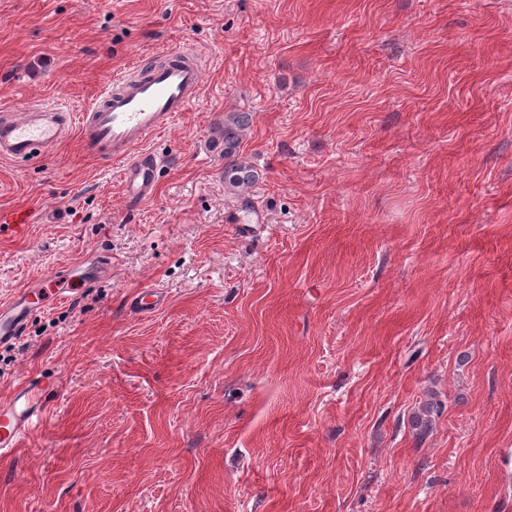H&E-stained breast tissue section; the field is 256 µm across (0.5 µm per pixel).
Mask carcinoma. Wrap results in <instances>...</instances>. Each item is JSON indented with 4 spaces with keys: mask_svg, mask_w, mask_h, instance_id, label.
<instances>
[{
    "mask_svg": "<svg viewBox=\"0 0 512 512\" xmlns=\"http://www.w3.org/2000/svg\"><path fill=\"white\" fill-rule=\"evenodd\" d=\"M251 115L248 112H231L224 117L211 139V144L224 157V187L233 194L248 201L260 179L252 163L243 156L241 144ZM442 413V403L434 398L427 399L411 418V428L422 436L433 429L434 422Z\"/></svg>",
    "mask_w": 512,
    "mask_h": 512,
    "instance_id": "cac0c4a2",
    "label": "carcinoma"
}]
</instances>
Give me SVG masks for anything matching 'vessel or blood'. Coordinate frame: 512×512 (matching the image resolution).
<instances>
[{"instance_id": "b4317fda", "label": "vessel or blood", "mask_w": 512, "mask_h": 512, "mask_svg": "<svg viewBox=\"0 0 512 512\" xmlns=\"http://www.w3.org/2000/svg\"><path fill=\"white\" fill-rule=\"evenodd\" d=\"M164 64L126 71L105 88L84 112L47 105L28 111L0 110V155L16 162L46 154L71 131L78 130L83 148L106 162L124 165L123 182L129 199L151 200L158 184L159 159L145 152V144L186 112L195 100L203 75L202 58L189 46L169 48ZM34 222L31 208L0 209V224L24 238ZM44 295L35 298L24 288L0 303V343L24 335L30 317L55 300L51 280L42 284ZM164 295L144 289L133 297L132 308L142 315L154 313ZM49 387L32 380L22 382L13 397L0 405V457L10 456L20 442L31 437L48 413Z\"/></svg>"}]
</instances>
